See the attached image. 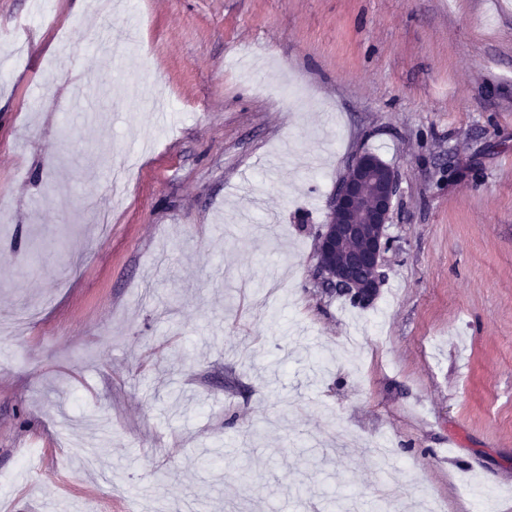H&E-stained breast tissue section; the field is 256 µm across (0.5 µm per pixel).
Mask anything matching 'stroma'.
I'll return each instance as SVG.
<instances>
[{
    "label": "stroma",
    "instance_id": "obj_1",
    "mask_svg": "<svg viewBox=\"0 0 512 512\" xmlns=\"http://www.w3.org/2000/svg\"><path fill=\"white\" fill-rule=\"evenodd\" d=\"M34 3L0 0V322L38 312L5 512H512V0ZM361 151L400 190L359 307L316 249Z\"/></svg>",
    "mask_w": 512,
    "mask_h": 512
}]
</instances>
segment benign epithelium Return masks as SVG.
<instances>
[{"label":"benign epithelium","instance_id":"benign-epithelium-1","mask_svg":"<svg viewBox=\"0 0 512 512\" xmlns=\"http://www.w3.org/2000/svg\"><path fill=\"white\" fill-rule=\"evenodd\" d=\"M398 191L394 167L371 153L353 156L317 234V266L326 288L360 302L378 294Z\"/></svg>","mask_w":512,"mask_h":512}]
</instances>
